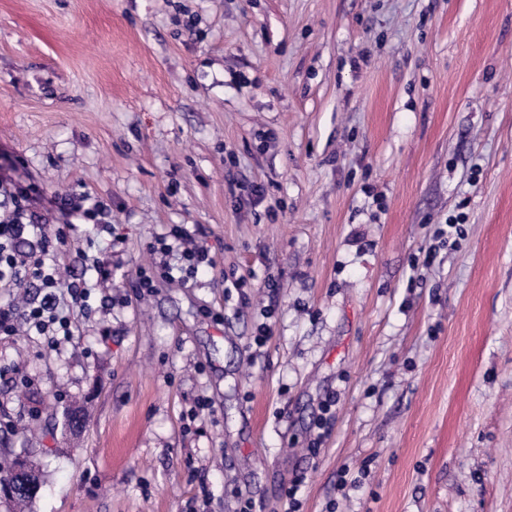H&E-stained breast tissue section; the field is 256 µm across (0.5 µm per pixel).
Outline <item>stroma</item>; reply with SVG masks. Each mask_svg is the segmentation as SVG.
Here are the masks:
<instances>
[{
  "mask_svg": "<svg viewBox=\"0 0 512 512\" xmlns=\"http://www.w3.org/2000/svg\"><path fill=\"white\" fill-rule=\"evenodd\" d=\"M0 176L112 221L78 355L0 339L31 512H512V0H0ZM169 224L232 288L138 295ZM22 462L23 464L27 465L31 471L29 482L31 483V486L25 490H19L15 491L13 493H4L18 508L25 509L30 507L32 501L35 499L38 493V489L40 486V479H39V467L36 463H34L32 460H30L27 456H17L15 457L12 462L10 468L7 470L9 471L8 477L11 475L12 471L14 470L15 466Z\"/></svg>",
  "mask_w": 512,
  "mask_h": 512,
  "instance_id": "stroma-1",
  "label": "stroma"
}]
</instances>
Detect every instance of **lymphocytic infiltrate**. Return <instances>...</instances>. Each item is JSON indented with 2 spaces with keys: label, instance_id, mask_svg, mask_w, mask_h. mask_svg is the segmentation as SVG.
<instances>
[{
  "label": "lymphocytic infiltrate",
  "instance_id": "obj_1",
  "mask_svg": "<svg viewBox=\"0 0 512 512\" xmlns=\"http://www.w3.org/2000/svg\"><path fill=\"white\" fill-rule=\"evenodd\" d=\"M52 204L63 216V223L43 221L29 210L24 195L9 191L0 198V292L10 297L0 306V335L22 332L42 336L48 349L57 352L79 335L78 317L86 313L92 294L87 282L64 278V257L73 255L84 270L95 271L100 280H108L111 273L108 259L71 248L74 221H89L106 229L103 206L63 195L55 196ZM201 233L197 225L173 224L155 236L149 249L166 255L179 253L180 268L191 274L213 264L207 247L197 241ZM23 241L29 242V250L20 249ZM33 288L38 291L34 298L29 295Z\"/></svg>",
  "mask_w": 512,
  "mask_h": 512
}]
</instances>
